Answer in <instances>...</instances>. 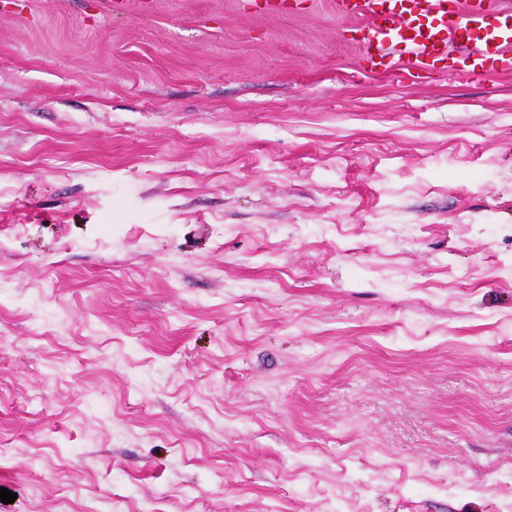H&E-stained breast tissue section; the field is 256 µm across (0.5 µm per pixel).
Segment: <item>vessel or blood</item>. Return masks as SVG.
<instances>
[{
	"label": "vessel or blood",
	"instance_id": "b4317fda",
	"mask_svg": "<svg viewBox=\"0 0 512 512\" xmlns=\"http://www.w3.org/2000/svg\"><path fill=\"white\" fill-rule=\"evenodd\" d=\"M362 21L366 55L422 71L464 49L470 78L487 69L512 73V0H336Z\"/></svg>",
	"mask_w": 512,
	"mask_h": 512
}]
</instances>
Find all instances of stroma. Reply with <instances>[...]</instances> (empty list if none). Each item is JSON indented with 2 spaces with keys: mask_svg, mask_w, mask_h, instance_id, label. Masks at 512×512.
I'll use <instances>...</instances> for the list:
<instances>
[{
  "mask_svg": "<svg viewBox=\"0 0 512 512\" xmlns=\"http://www.w3.org/2000/svg\"><path fill=\"white\" fill-rule=\"evenodd\" d=\"M330 0H0V512H512V76Z\"/></svg>",
  "mask_w": 512,
  "mask_h": 512,
  "instance_id": "35a3bbf8",
  "label": "stroma"
}]
</instances>
